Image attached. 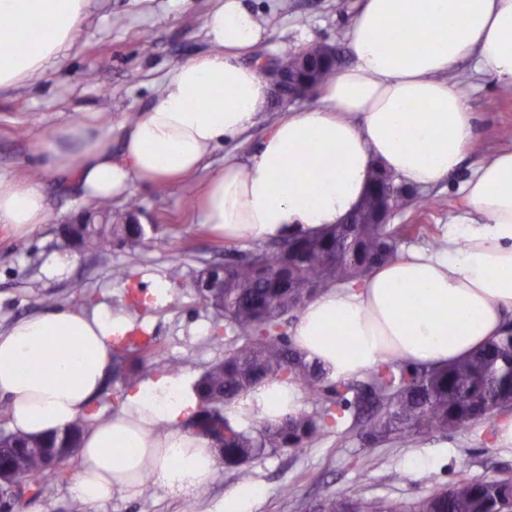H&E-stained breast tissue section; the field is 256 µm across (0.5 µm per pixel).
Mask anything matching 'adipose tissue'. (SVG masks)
<instances>
[{
    "label": "adipose tissue",
    "mask_w": 512,
    "mask_h": 512,
    "mask_svg": "<svg viewBox=\"0 0 512 512\" xmlns=\"http://www.w3.org/2000/svg\"><path fill=\"white\" fill-rule=\"evenodd\" d=\"M89 0H0V88L47 73L76 36ZM209 53L177 64L151 107L112 130L75 120L34 143L45 172L76 175L86 198L121 199L142 184L177 186L206 155L256 124L270 82L248 56L261 39L243 0H216L206 14ZM351 64L320 88L317 105L281 117L246 165L225 161L199 200L203 221L234 241L323 232L346 221L375 169L410 187L446 180L472 150L476 117L452 73L512 87V0H362L349 30ZM466 207L443 225L438 249L411 248L362 281L309 302L293 342L334 378L401 360L441 368L500 335L512 318V149L480 162L461 187ZM40 186L0 175V224L18 232L45 223ZM120 315L56 308L0 333V398L12 431H64L102 391ZM292 385L271 381L240 402L258 419L298 409ZM194 383L156 375L122 395L118 410L83 436L74 495L89 504L138 494L143 473L174 493L216 472L209 442L182 428Z\"/></svg>",
    "instance_id": "adipose-tissue-1"
}]
</instances>
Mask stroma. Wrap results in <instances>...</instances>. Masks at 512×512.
I'll use <instances>...</instances> for the list:
<instances>
[{
    "mask_svg": "<svg viewBox=\"0 0 512 512\" xmlns=\"http://www.w3.org/2000/svg\"><path fill=\"white\" fill-rule=\"evenodd\" d=\"M247 2L263 29L256 57L268 60L326 42L339 47L343 65H350L348 27L357 0ZM213 6L214 0H91L73 44L52 63L47 77L0 90V174L30 179L38 168L33 144L50 126L95 115L118 124L146 111L175 64L209 51L201 20ZM90 71L95 74L91 80L86 77ZM455 77L465 86L477 116L483 150L467 155L448 181L422 189L423 207L397 216V223L433 228L447 223L465 205L459 187L479 157L505 145L500 132L512 127V89L476 74L469 60L459 65ZM314 103L311 97L293 103L271 98L254 128L216 147L183 184L136 187L139 221L152 234L132 249L116 246L92 254L67 247L60 224L93 203L76 183L41 175L46 222L24 235L0 224V330L54 307H74L81 295L87 297L88 309L105 305L126 311L132 324L155 336L147 357L152 373H165L169 363L182 361L186 376L199 377L223 359V338L231 329L203 305L194 282L203 269L224 264L233 252H248L255 245L204 230L197 195L226 159L247 162L285 112ZM20 241L25 251L16 250ZM176 262L181 275L172 280L168 270ZM132 290L148 297L147 307L127 310ZM494 425L488 419L463 432L389 441L370 439L362 429L322 432L302 453L284 451L255 460L244 475L217 469L204 491L176 495L157 486L134 497L116 492L111 500L90 505L89 512H217L236 489L256 490L249 512H309L332 492L411 503L462 477L488 481L512 475V447H497ZM400 472L407 482L396 481Z\"/></svg>",
    "mask_w": 512,
    "mask_h": 512,
    "instance_id": "35a3bbf8",
    "label": "stroma"
}]
</instances>
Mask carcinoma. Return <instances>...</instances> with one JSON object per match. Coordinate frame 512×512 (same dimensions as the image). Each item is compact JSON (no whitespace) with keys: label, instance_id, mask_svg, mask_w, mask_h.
Wrapping results in <instances>:
<instances>
[{"label":"carcinoma","instance_id":"cac0c4a2","mask_svg":"<svg viewBox=\"0 0 512 512\" xmlns=\"http://www.w3.org/2000/svg\"><path fill=\"white\" fill-rule=\"evenodd\" d=\"M290 80L299 75L296 56L277 60ZM391 205L399 212L419 200L397 179ZM377 201L367 190L358 208L343 224L315 239L291 236L258 248L224 264V287L199 292L202 303L235 328L239 335L227 345L224 359L212 363L195 384L197 403L182 422L188 431L214 440L224 469L237 471L251 461L285 449L300 453L322 430L340 425L345 412L356 405L366 410V427L374 438L402 439L412 434L463 431L490 416L507 412L512 398V326L475 355L443 368H424L389 361L367 374L363 382L329 380L328 373L306 357L283 330L288 314L304 307L333 285L366 277L378 262L398 254L396 236L417 235L421 224H367ZM108 224L74 226L79 250L104 253L112 242L140 245L144 227L127 224L128 212L112 208L109 200L96 202ZM153 338L124 336L112 349L113 379L125 388L149 377L143 354ZM266 380L294 384L307 397L300 408L278 423L251 417L235 407L251 389ZM94 424L78 417L61 435L47 437L0 433V469L25 482L32 498L41 497L45 481L61 480L64 471L49 466L52 454L71 457L80 437ZM17 492L11 481L0 482V512H11ZM512 497V478L474 482L458 479L451 485L406 505L391 500H363L331 493L316 504L315 512H498Z\"/></svg>","mask_w":512,"mask_h":512}]
</instances>
